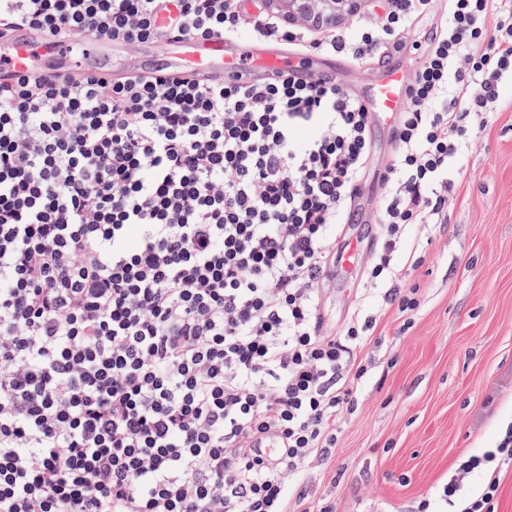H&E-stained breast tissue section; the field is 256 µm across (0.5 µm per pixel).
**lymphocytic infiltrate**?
<instances>
[{"instance_id": "lymphocytic-infiltrate-1", "label": "lymphocytic infiltrate", "mask_w": 512, "mask_h": 512, "mask_svg": "<svg viewBox=\"0 0 512 512\" xmlns=\"http://www.w3.org/2000/svg\"><path fill=\"white\" fill-rule=\"evenodd\" d=\"M0 0V38L136 46L251 31L292 51L418 63L377 170L364 296L418 306L404 244L443 226L459 162L512 78V0H373L347 27L284 26L240 0ZM372 117L338 81L282 71L203 85L35 70L0 80V512H288L287 486L336 447L375 319L339 333L327 268L367 183ZM277 440L269 455L264 445ZM493 465L479 495L463 477ZM512 429L441 499L496 512Z\"/></svg>"}]
</instances>
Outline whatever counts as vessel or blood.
<instances>
[{"instance_id":"b4317fda","label":"vessel or blood","mask_w":512,"mask_h":512,"mask_svg":"<svg viewBox=\"0 0 512 512\" xmlns=\"http://www.w3.org/2000/svg\"><path fill=\"white\" fill-rule=\"evenodd\" d=\"M144 52L163 56V65L151 68L154 76L187 77L198 81L216 79L253 81L256 74L292 70L309 73L310 56H294L279 43L260 38L229 39L216 34L206 39L176 36L161 45H144ZM0 60L6 61L11 73L37 67L42 73L74 72L91 66L99 75L111 77L118 73L136 74L134 64L123 53L110 49L108 42L85 37L79 48L61 42L56 37L27 28L15 29L8 40L0 42ZM409 75L404 65L386 57L377 61V77L363 105L389 132L395 131L400 114L408 104ZM362 249L358 236L347 235L339 245L337 263L343 270L357 265Z\"/></svg>"}]
</instances>
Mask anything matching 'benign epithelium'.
<instances>
[{"mask_svg":"<svg viewBox=\"0 0 512 512\" xmlns=\"http://www.w3.org/2000/svg\"><path fill=\"white\" fill-rule=\"evenodd\" d=\"M369 5L370 0H265L266 8L285 23L309 28L344 24Z\"/></svg>","mask_w":512,"mask_h":512,"instance_id":"obj_1","label":"benign epithelium"}]
</instances>
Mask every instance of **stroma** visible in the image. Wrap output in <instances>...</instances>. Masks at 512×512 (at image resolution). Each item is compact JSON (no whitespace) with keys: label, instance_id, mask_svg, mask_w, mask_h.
<instances>
[{"label":"stroma","instance_id":"obj_1","mask_svg":"<svg viewBox=\"0 0 512 512\" xmlns=\"http://www.w3.org/2000/svg\"><path fill=\"white\" fill-rule=\"evenodd\" d=\"M504 109L464 159L448 223L409 281L410 319L382 315L358 352L367 369L332 458L305 479L304 512H419L459 464L496 447L512 423V81ZM358 278L325 283L340 330Z\"/></svg>","mask_w":512,"mask_h":512}]
</instances>
